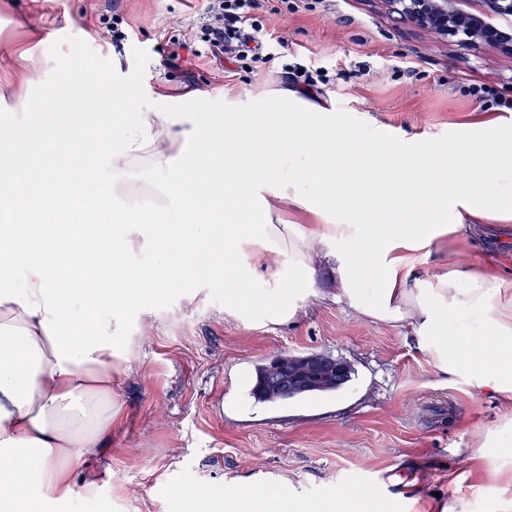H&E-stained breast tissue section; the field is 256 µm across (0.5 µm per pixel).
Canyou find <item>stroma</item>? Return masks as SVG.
<instances>
[{
  "mask_svg": "<svg viewBox=\"0 0 512 512\" xmlns=\"http://www.w3.org/2000/svg\"><path fill=\"white\" fill-rule=\"evenodd\" d=\"M120 10L129 38L113 46L102 20ZM279 41V63L248 67L196 61L194 89L239 109L260 108L286 87L283 64L324 68L323 99L336 121L360 135L395 142L445 140L481 111L460 88L493 86L512 100V59L471 51L410 30L382 0H317L292 11L264 0L256 15ZM203 23L201 0H0V92L14 81V56L28 52L40 74L32 103L44 108L75 56L86 65L120 63L177 98L184 68L167 59L172 40ZM182 288L125 314L131 371L121 384V420L112 445L82 463L98 493L75 485L60 512H184L185 494L203 512H225L226 489L245 484L302 512H333L337 496L373 492L362 512H512V457L475 450L490 431L512 442L499 402L441 373L410 328L383 324L346 305L299 296L293 321L274 325L224 303L223 285ZM319 351L354 373L330 396L254 401V366L275 356Z\"/></svg>",
  "mask_w": 512,
  "mask_h": 512,
  "instance_id": "stroma-1",
  "label": "stroma"
}]
</instances>
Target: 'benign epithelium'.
<instances>
[{
  "label": "benign epithelium",
  "instance_id": "obj_1",
  "mask_svg": "<svg viewBox=\"0 0 512 512\" xmlns=\"http://www.w3.org/2000/svg\"><path fill=\"white\" fill-rule=\"evenodd\" d=\"M407 25L444 41L489 47L512 58V0H384ZM288 369V388L322 386L347 373L349 362L325 361L316 352L270 361L272 376Z\"/></svg>",
  "mask_w": 512,
  "mask_h": 512
}]
</instances>
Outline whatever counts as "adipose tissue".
Masks as SVG:
<instances>
[{
	"instance_id": "obj_1",
	"label": "adipose tissue",
	"mask_w": 512,
	"mask_h": 512,
	"mask_svg": "<svg viewBox=\"0 0 512 512\" xmlns=\"http://www.w3.org/2000/svg\"><path fill=\"white\" fill-rule=\"evenodd\" d=\"M0 135V512L68 503L74 465L112 442L129 371L112 343L119 314L149 288L185 277L223 282L224 301L275 325L292 321V289L372 320L411 327L436 368L512 408V124L485 113L472 132L413 145L340 127L325 106L281 89L262 112H229L208 93L172 99L148 81L78 65L43 112ZM55 147L53 167L39 157ZM107 167L100 186L92 175ZM83 183L57 239L30 217L34 186ZM135 184L159 192L150 212ZM299 221L277 223L274 200ZM185 235L159 238L161 224ZM493 258L472 262L483 238ZM447 241L453 259L412 280L413 253ZM198 243L191 272L173 258ZM152 247L150 268L132 262ZM271 283L256 296L251 282Z\"/></svg>"
}]
</instances>
